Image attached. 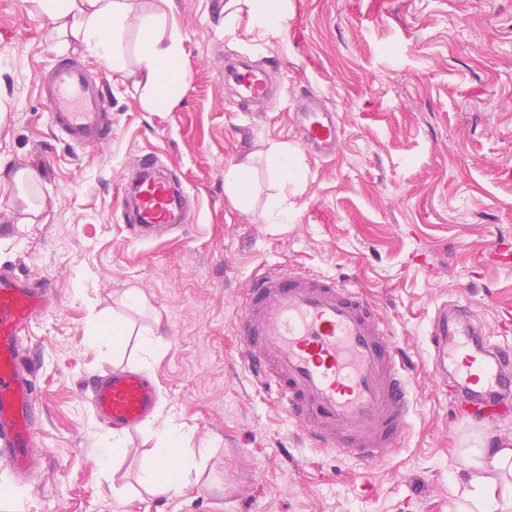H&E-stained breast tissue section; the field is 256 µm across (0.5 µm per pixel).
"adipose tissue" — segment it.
<instances>
[{
    "label": "adipose tissue",
    "mask_w": 512,
    "mask_h": 512,
    "mask_svg": "<svg viewBox=\"0 0 512 512\" xmlns=\"http://www.w3.org/2000/svg\"><path fill=\"white\" fill-rule=\"evenodd\" d=\"M47 18L51 34L63 42L74 43L108 64L112 70L134 76L143 88V102L152 112H170L182 100L187 73L185 50L176 20L169 7L171 0H157L151 10H136L134 0H28ZM248 9L249 26L264 32L275 30L282 20L287 0H226L224 29L236 31L241 9ZM136 31L138 43L134 55H127L125 35ZM10 177L20 200L15 220L33 224L45 207L38 195L40 177L30 168L11 172ZM138 335V345L152 354L156 341L151 331L134 333L120 316L101 317L92 328V341L98 347L119 349L129 336ZM185 433L181 425L164 422L158 433L157 462L142 470L139 482L146 490L164 494L183 487L188 470L182 456ZM512 475V448L486 445L476 449L466 473L471 490L468 494L477 512L490 503H499L501 512H512V498L498 499L495 481L487 477V468Z\"/></svg>",
    "instance_id": "adipose-tissue-1"
}]
</instances>
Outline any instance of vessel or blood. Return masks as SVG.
<instances>
[{
    "label": "vessel or blood",
    "instance_id": "vessel-or-blood-1",
    "mask_svg": "<svg viewBox=\"0 0 512 512\" xmlns=\"http://www.w3.org/2000/svg\"><path fill=\"white\" fill-rule=\"evenodd\" d=\"M224 78L243 104L267 106L279 96L259 68L229 66ZM37 84L52 124L71 142L91 146L111 131L112 105L84 63L39 73ZM293 122L303 148L335 155L342 131L320 94L303 92ZM138 166L123 219L134 238L145 240L181 226L186 198L156 159ZM50 304L48 286L0 272V455L21 476L43 460L35 449L36 385L18 339ZM236 334L256 382L317 447L370 463L403 446L412 419L408 367L389 326L355 285L291 267L264 271L243 291ZM430 341L435 373L458 392L477 394L471 415L485 420L512 406V346L491 342L468 302L436 310ZM90 400L105 424L131 431L154 412L158 391L141 372L126 370L96 381Z\"/></svg>",
    "mask_w": 512,
    "mask_h": 512
}]
</instances>
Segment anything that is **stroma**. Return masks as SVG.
Wrapping results in <instances>:
<instances>
[{"label": "stroma", "instance_id": "1", "mask_svg": "<svg viewBox=\"0 0 512 512\" xmlns=\"http://www.w3.org/2000/svg\"><path fill=\"white\" fill-rule=\"evenodd\" d=\"M188 85L171 112H148L132 77L57 45L25 0H0V165L34 169L46 205L15 223L0 184V270L48 282L50 309L21 337L41 407V470L0 459V512H466L458 479L482 443L512 447V415L492 434L453 409L430 364L427 331L443 301L468 299L492 340L512 343V0H288L278 31L224 30V0H173ZM247 57L287 88L271 109L239 107L224 64ZM78 60L112 103V133L79 147L50 121L36 77ZM319 91L343 146L301 149L291 112ZM295 149L302 186L281 187L263 148ZM159 164L197 199L185 228L132 240L120 204L137 157ZM251 166V206L224 190V170ZM285 195L287 223L266 204ZM290 265L359 287L389 323L410 366L412 428L404 447L362 466L313 446L246 371L238 300L266 269ZM141 291L143 312L123 293ZM154 327L157 353L136 339L117 353L91 341L96 315ZM136 369L155 383L154 415L125 432V453L101 463L112 430L86 387ZM191 448H209L197 480L161 496L139 483L166 417Z\"/></svg>", "mask_w": 512, "mask_h": 512}]
</instances>
